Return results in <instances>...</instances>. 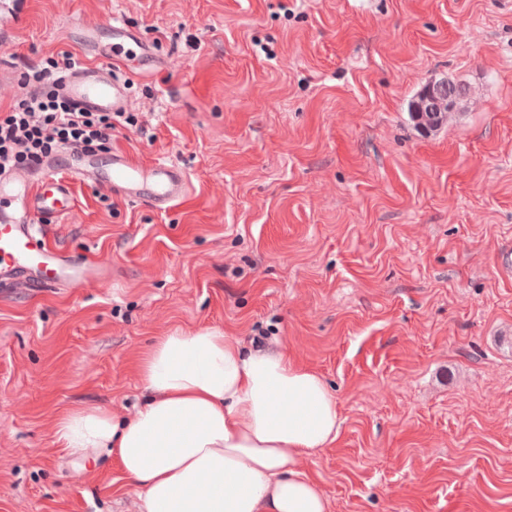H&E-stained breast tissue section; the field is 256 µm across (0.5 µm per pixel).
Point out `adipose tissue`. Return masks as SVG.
<instances>
[{"instance_id": "adipose-tissue-1", "label": "adipose tissue", "mask_w": 512, "mask_h": 512, "mask_svg": "<svg viewBox=\"0 0 512 512\" xmlns=\"http://www.w3.org/2000/svg\"><path fill=\"white\" fill-rule=\"evenodd\" d=\"M135 370L145 395L133 418L81 406L58 417L55 443L114 455L142 512H329L299 467L341 425L317 371L210 328L158 337Z\"/></svg>"}]
</instances>
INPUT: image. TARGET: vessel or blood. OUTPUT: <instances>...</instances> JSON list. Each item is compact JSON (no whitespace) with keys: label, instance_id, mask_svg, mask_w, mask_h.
Instances as JSON below:
<instances>
[{"label":"vessel or blood","instance_id":"b4317fda","mask_svg":"<svg viewBox=\"0 0 512 512\" xmlns=\"http://www.w3.org/2000/svg\"><path fill=\"white\" fill-rule=\"evenodd\" d=\"M65 91L81 108L123 112L128 106L124 85L100 66L78 68L66 81ZM76 181L104 186L160 209L170 208L186 190L185 176L175 165H145L118 151L105 165L91 154L68 153L63 162L43 164L35 182L0 176V278H30L44 288L63 281L83 285L96 280L97 263L67 257L33 233L41 220L73 211Z\"/></svg>","mask_w":512,"mask_h":512}]
</instances>
